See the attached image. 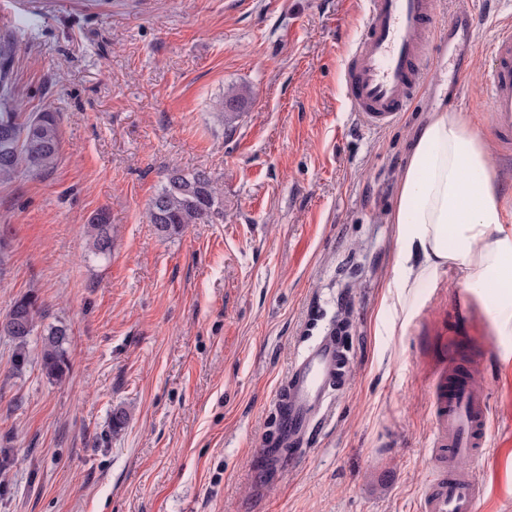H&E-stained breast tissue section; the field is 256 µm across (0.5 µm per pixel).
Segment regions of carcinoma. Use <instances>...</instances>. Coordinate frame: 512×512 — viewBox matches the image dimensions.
Masks as SVG:
<instances>
[{"instance_id":"carcinoma-1","label":"carcinoma","mask_w":512,"mask_h":512,"mask_svg":"<svg viewBox=\"0 0 512 512\" xmlns=\"http://www.w3.org/2000/svg\"><path fill=\"white\" fill-rule=\"evenodd\" d=\"M13 58L12 43L0 40V182H9L24 173L48 174L57 166L61 153L56 113L32 112L24 116L17 111ZM248 100V95L241 90L227 91L220 103L225 120L230 121L243 111ZM220 204L216 186L208 172L183 173L172 169L152 197L148 214L160 234L172 236L188 224L212 221L219 214ZM90 227L94 253L110 254L112 225L109 213L99 211ZM41 315L42 306L37 299L29 294L22 295L11 304L7 312L9 321H0V335L10 336L23 345L37 327ZM66 344L67 330L64 327L50 326L44 331L42 370L52 380H63L69 371Z\"/></svg>"}]
</instances>
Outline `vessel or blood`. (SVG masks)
<instances>
[{
	"label": "vessel or blood",
	"mask_w": 512,
	"mask_h": 512,
	"mask_svg": "<svg viewBox=\"0 0 512 512\" xmlns=\"http://www.w3.org/2000/svg\"><path fill=\"white\" fill-rule=\"evenodd\" d=\"M434 0H369L363 31L350 51L344 73L346 98L366 125L392 124L414 98L428 53V20ZM479 11L461 0L452 17L453 36L472 44ZM483 75L495 135L512 147V26L503 25L489 48ZM349 366L341 336L330 334L292 366L278 398L280 426L290 445L303 441L312 422L324 415ZM435 427L430 439L434 466L419 512H477L482 486L471 466L492 448L489 408L470 376L440 370L434 382Z\"/></svg>",
	"instance_id": "1"
}]
</instances>
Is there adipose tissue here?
Instances as JSON below:
<instances>
[{
  "label": "adipose tissue",
  "mask_w": 512,
  "mask_h": 512,
  "mask_svg": "<svg viewBox=\"0 0 512 512\" xmlns=\"http://www.w3.org/2000/svg\"><path fill=\"white\" fill-rule=\"evenodd\" d=\"M504 214L483 137L467 114L436 107L412 144L389 217L403 287L456 267L466 288L495 300L503 327L512 329V228Z\"/></svg>",
  "instance_id": "adipose-tissue-1"
}]
</instances>
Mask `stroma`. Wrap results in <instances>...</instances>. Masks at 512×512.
Instances as JSON below:
<instances>
[{"instance_id":"1","label":"stroma","mask_w":512,"mask_h":512,"mask_svg":"<svg viewBox=\"0 0 512 512\" xmlns=\"http://www.w3.org/2000/svg\"><path fill=\"white\" fill-rule=\"evenodd\" d=\"M457 6L435 0L424 87L372 129L344 86L366 0H0L19 110L57 112L62 135L51 173L0 184V317L25 294L43 306L22 367L0 336V512H416L434 377L469 353L494 421L478 512H512V335L456 268L403 287L387 221L414 138L454 97L512 225L482 84L512 0H492L454 61ZM232 87L250 100L229 124ZM171 168L210 172L219 219L157 233L147 207ZM54 325L60 382L41 365ZM338 328L345 386L290 457L277 395ZM89 225L94 253L102 256L109 255L112 251V225L109 213L106 210H100ZM67 330L61 326H50L42 337V370L55 381H62L69 371L65 345Z\"/></svg>"}]
</instances>
